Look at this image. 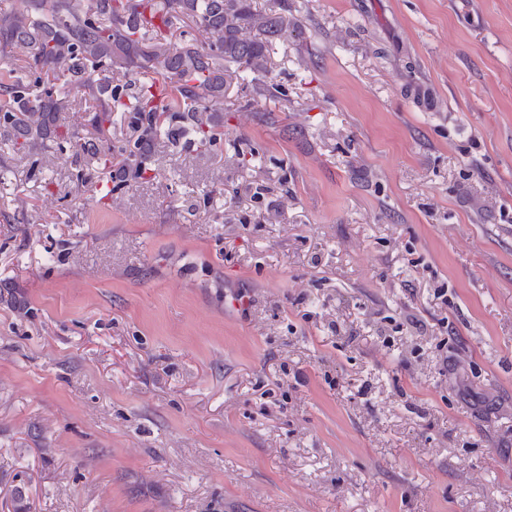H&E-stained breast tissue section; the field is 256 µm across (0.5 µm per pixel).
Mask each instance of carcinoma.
<instances>
[{
  "label": "carcinoma",
  "mask_w": 512,
  "mask_h": 512,
  "mask_svg": "<svg viewBox=\"0 0 512 512\" xmlns=\"http://www.w3.org/2000/svg\"><path fill=\"white\" fill-rule=\"evenodd\" d=\"M188 19L180 42L168 32ZM288 31L280 4L256 11L249 0H5L0 4V144L36 166L50 152L76 180L103 186L150 171L152 145L192 135L215 146L226 72L245 65L253 92L269 86L267 46ZM91 102L85 121L98 131L116 117L136 139L120 145L82 140L61 114Z\"/></svg>",
  "instance_id": "carcinoma-1"
}]
</instances>
